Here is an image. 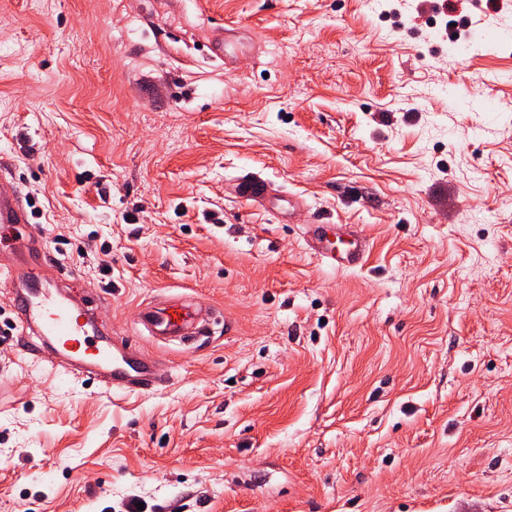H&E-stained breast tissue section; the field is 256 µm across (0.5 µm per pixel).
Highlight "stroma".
I'll return each instance as SVG.
<instances>
[{"mask_svg": "<svg viewBox=\"0 0 512 512\" xmlns=\"http://www.w3.org/2000/svg\"><path fill=\"white\" fill-rule=\"evenodd\" d=\"M418 5L0 0V168L71 295L227 323L110 396L0 287V512H512V0ZM247 173L304 208L244 207ZM334 224H311L308 234L316 257L327 265L337 269H356L362 267L370 253L371 246L367 238L358 231L350 234L351 241L345 243L342 250L336 249L330 242L328 230Z\"/></svg>", "mask_w": 512, "mask_h": 512, "instance_id": "stroma-1", "label": "stroma"}]
</instances>
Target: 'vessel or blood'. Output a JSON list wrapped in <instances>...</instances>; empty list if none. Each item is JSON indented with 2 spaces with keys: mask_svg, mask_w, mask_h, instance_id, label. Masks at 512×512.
<instances>
[{
  "mask_svg": "<svg viewBox=\"0 0 512 512\" xmlns=\"http://www.w3.org/2000/svg\"><path fill=\"white\" fill-rule=\"evenodd\" d=\"M232 195L257 207L274 205L268 186L258 177L245 175L231 185ZM30 212L12 174L0 170V224L29 225ZM328 225H311L308 234L316 257L337 269L362 267L371 246L365 236L352 232L345 248L336 249L328 237ZM74 268L51 256L40 234L32 233L0 258V277L8 279L18 324L26 339L56 351L55 365L76 382L97 384L116 395L156 391L164 362L129 340L111 337L99 327L92 310L75 309L63 283ZM217 320L214 308L166 300L149 303L139 312L138 335L155 342L177 341L190 346L210 338Z\"/></svg>",
  "mask_w": 512,
  "mask_h": 512,
  "instance_id": "obj_1",
  "label": "vessel or blood"
}]
</instances>
